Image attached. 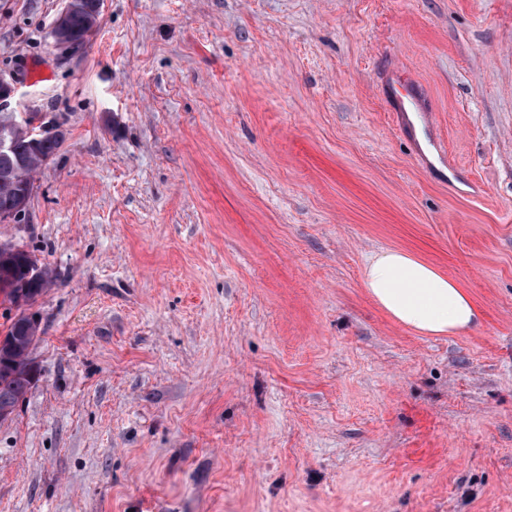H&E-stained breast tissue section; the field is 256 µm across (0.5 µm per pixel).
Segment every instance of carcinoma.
<instances>
[{
    "instance_id": "cac0c4a2",
    "label": "carcinoma",
    "mask_w": 512,
    "mask_h": 512,
    "mask_svg": "<svg viewBox=\"0 0 512 512\" xmlns=\"http://www.w3.org/2000/svg\"><path fill=\"white\" fill-rule=\"evenodd\" d=\"M95 0H79L67 17L66 25L71 50L85 46L93 27L92 6ZM12 112H0V137L9 141L6 151L0 150V218L27 212L33 195V173L46 161L53 159L66 139L62 127L39 140L13 124ZM32 255L15 244H0V292L10 303L19 305V299L42 293L48 271L43 277L30 275ZM36 330L14 316L5 335L0 336V410H15L30 381L20 367L25 350Z\"/></svg>"
}]
</instances>
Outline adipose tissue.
<instances>
[{
  "label": "adipose tissue",
  "instance_id": "ef3b65f1",
  "mask_svg": "<svg viewBox=\"0 0 512 512\" xmlns=\"http://www.w3.org/2000/svg\"><path fill=\"white\" fill-rule=\"evenodd\" d=\"M362 286L392 320L422 334L455 336L479 322V309L464 288L403 249L374 252Z\"/></svg>",
  "mask_w": 512,
  "mask_h": 512
}]
</instances>
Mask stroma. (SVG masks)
Listing matches in <instances>:
<instances>
[{"label":"stroma","mask_w":512,"mask_h":512,"mask_svg":"<svg viewBox=\"0 0 512 512\" xmlns=\"http://www.w3.org/2000/svg\"><path fill=\"white\" fill-rule=\"evenodd\" d=\"M62 6L0 0L11 110L68 131L0 224L52 272L0 512H512V0H103L70 53ZM383 248L479 326L393 322ZM395 88V98L398 101L403 102V97H409V103L406 106L403 105V107L399 110V112H403V131L404 133H407L412 130V126L414 124L408 112H420L428 114V106L426 105L424 99L421 96V93L418 90H415L412 94H410L408 84L399 83L395 86ZM362 286L392 320L422 334L456 336L479 323V309L464 288L403 249L374 252Z\"/></svg>","instance_id":"35a3bbf8"}]
</instances>
